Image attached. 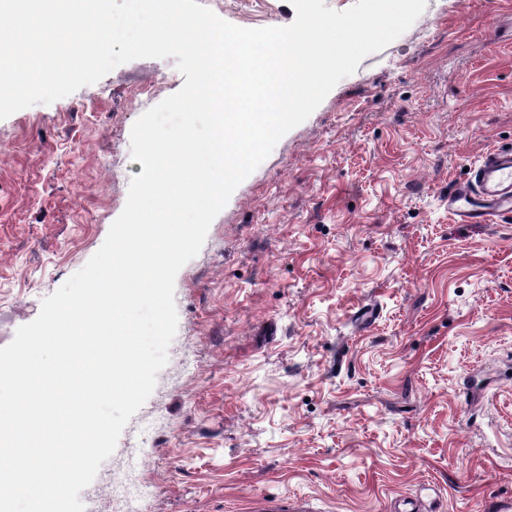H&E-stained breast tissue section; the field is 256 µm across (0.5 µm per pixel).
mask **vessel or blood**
<instances>
[{"instance_id": "vessel-or-blood-1", "label": "vessel or blood", "mask_w": 512, "mask_h": 512, "mask_svg": "<svg viewBox=\"0 0 512 512\" xmlns=\"http://www.w3.org/2000/svg\"><path fill=\"white\" fill-rule=\"evenodd\" d=\"M449 213L462 224H496L512 214V146L483 156L470 180L448 199ZM251 512H313L308 504L283 497L253 502Z\"/></svg>"}]
</instances>
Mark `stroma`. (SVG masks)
Instances as JSON below:
<instances>
[{"label":"stroma","instance_id":"1","mask_svg":"<svg viewBox=\"0 0 512 512\" xmlns=\"http://www.w3.org/2000/svg\"><path fill=\"white\" fill-rule=\"evenodd\" d=\"M243 28L290 0H199ZM138 59L0 119V347L123 211L131 129L182 87ZM512 145V0H427L236 188L175 279L150 397L79 494L123 512H485L512 496V216L448 198ZM148 438L150 447L137 443ZM252 512H314L309 504H305L291 497H283L274 500L258 498L252 503Z\"/></svg>","mask_w":512,"mask_h":512}]
</instances>
